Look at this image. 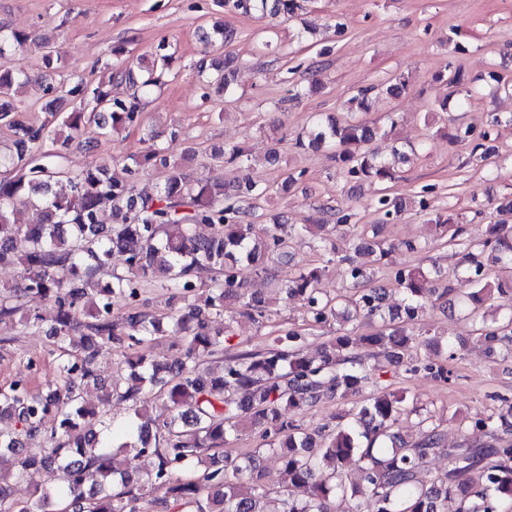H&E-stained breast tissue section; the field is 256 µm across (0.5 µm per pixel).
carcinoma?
I'll return each mask as SVG.
<instances>
[{"mask_svg":"<svg viewBox=\"0 0 512 512\" xmlns=\"http://www.w3.org/2000/svg\"><path fill=\"white\" fill-rule=\"evenodd\" d=\"M245 14L290 17L301 8L298 0H232ZM31 38L18 31L0 30V129L11 134L10 153L0 154V265L22 267L20 283L0 289V318L22 312L19 298L36 295L49 303L44 311L23 312L25 324L53 338L63 357L59 367L63 386L32 393L16 381L0 389V420H14L17 427L0 429V458L11 457L15 469L0 472V512H17L12 483L33 466L47 474V484L24 512H50L48 506L68 500L73 512H139V477L135 461L154 459L152 485L164 490L166 512H331L328 502L340 495L351 502L350 512H512V403L500 398L505 409L495 415L477 413L470 428L486 437L448 446L440 426L429 424L421 437L406 441L395 425L407 412L405 397L388 388L376 390L361 404L344 409L335 429L312 435L287 420L282 409L298 412L324 401L345 403L362 391L370 376L365 360L381 354L390 365H406V372L421 371L446 383L451 376L448 361L456 349L448 342L444 361L422 360L417 350L437 342L431 329L415 330L419 312L432 296L446 303L451 285L435 287L430 271L422 267H395L391 281L405 294L396 310L387 306V288L374 284L375 269L356 260L365 252L374 262L386 259L394 246L378 239V229L401 216L407 201L387 192L376 200L379 221L363 225L354 254L333 252L327 262L345 266L351 295L324 294L318 284L324 269H296L279 288L283 303L299 302L309 326L324 327L336 316V308H353L354 316L381 326L360 334L345 324L328 338L322 355L303 353L302 334L293 329L273 331L258 350L228 352L224 333L230 327L213 324L232 306L239 315L262 325L267 312L264 298L248 292L246 274L259 276L269 256L292 248V232L274 222L258 223L255 210L269 198L270 187L252 179V154L232 146L220 156L238 166L242 177L232 189L214 178L192 180L186 168L193 155H175L153 146L130 161L116 165L90 162L79 172L66 164V151L75 134L93 121L107 135L141 123L136 103L112 98V82L94 83L65 73V65L53 42L41 38L43 96L40 111L45 119L32 124L18 118L26 110L23 89L32 76L19 59ZM170 56L161 45L152 68L144 71L124 65L118 79L141 93L159 85L169 69ZM206 86L213 84L230 95L235 70L220 57L198 66ZM453 91L466 89V101L484 92L512 95V83L488 73L483 83L465 81L458 69L448 68ZM409 86L405 75H393L382 83L358 90L345 107V116L326 123L315 121L308 147L334 150L336 162L357 181H392V162L368 148L379 130L357 114L368 109L374 94L397 97ZM512 123V113L491 112L480 131L457 128L456 138L474 143L489 154L487 143L498 127ZM160 172L151 193L136 192L140 173ZM62 181L69 191L56 186ZM424 187L418 195L419 210L434 214L431 222L438 236L461 255L459 267L472 291L462 298L468 318L480 340L492 353L512 354V227L491 225L488 237L473 240L466 229L451 223L434 209ZM35 208L42 214L36 225L18 215ZM353 213L341 206L322 209V223L300 225L314 247L328 231L348 233ZM211 232L202 236L197 227ZM124 255L125 269L114 271L110 281L97 278L110 264L114 252ZM504 275L494 280L485 255ZM200 266L215 273L211 284L196 280ZM164 274L161 287L180 306L163 322L141 299L143 284ZM83 333L72 334L77 325ZM170 329L184 342V360L176 365L135 351V347ZM103 347L125 353L124 363L135 384L111 392L135 401L142 390L170 403L165 417H150L141 410L126 425L127 441L119 449L130 456L120 471L112 465L113 441L108 425L85 405L83 387L98 385L94 358ZM200 352L220 359V371L196 364ZM246 428L259 429L269 451L276 454L290 487L282 508L267 509V486L261 482L258 458L249 453L234 458L221 452L228 438ZM42 435L48 446L28 448L26 440ZM448 457L447 471L422 478L432 457ZM96 477L85 488L88 474ZM370 495L369 506L359 500L361 487Z\"/></svg>","mask_w":512,"mask_h":512,"instance_id":"carcinoma-1","label":"carcinoma"}]
</instances>
